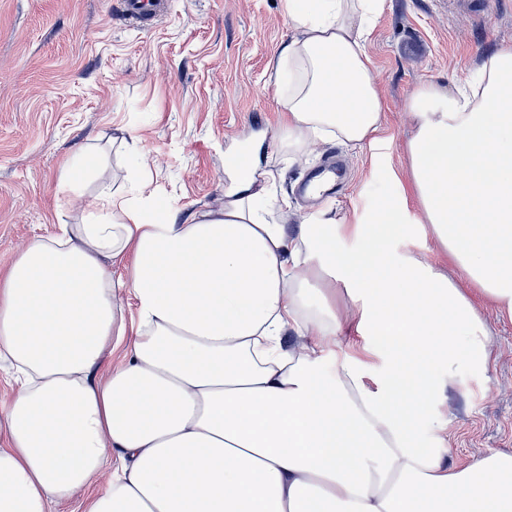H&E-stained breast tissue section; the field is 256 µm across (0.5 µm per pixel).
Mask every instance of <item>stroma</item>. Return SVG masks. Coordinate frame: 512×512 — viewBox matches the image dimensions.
<instances>
[{
    "label": "stroma",
    "mask_w": 512,
    "mask_h": 512,
    "mask_svg": "<svg viewBox=\"0 0 512 512\" xmlns=\"http://www.w3.org/2000/svg\"><path fill=\"white\" fill-rule=\"evenodd\" d=\"M293 36L281 0H168L149 28L125 21L120 0H0V272L27 242L57 232L67 158L108 154L113 191H128L129 140L147 155L145 194L184 216L223 206L226 160L246 153L275 173L289 225L320 207L296 187L334 153L337 218L365 210L393 190L384 171L410 175V97L427 83L453 87L512 43V0H385L366 46L384 112L379 145L327 137L291 160L279 140L274 66ZM405 246L462 280L427 222ZM480 315L493 359L482 376L460 369L464 392L445 394L447 466L512 452V323L486 306Z\"/></svg>",
    "instance_id": "stroma-1"
}]
</instances>
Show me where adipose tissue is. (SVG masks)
I'll use <instances>...</instances> for the list:
<instances>
[{
    "label": "adipose tissue",
    "mask_w": 512,
    "mask_h": 512,
    "mask_svg": "<svg viewBox=\"0 0 512 512\" xmlns=\"http://www.w3.org/2000/svg\"><path fill=\"white\" fill-rule=\"evenodd\" d=\"M282 2L296 32L277 62L283 147L375 144L366 43L384 0ZM409 108L410 185L387 172L393 193L344 224L324 205L288 228L273 173L250 166L228 171L216 211L160 220L106 177L79 208L78 172L102 161L67 160L70 221L0 274V359L19 382L0 402V512L79 497L85 512H512V453L446 467L416 440L442 428L459 367L491 363L479 304L512 321V45L455 90L421 86ZM413 201L468 288L402 251ZM340 293L359 357L340 347Z\"/></svg>",
    "instance_id": "adipose-tissue-1"
}]
</instances>
